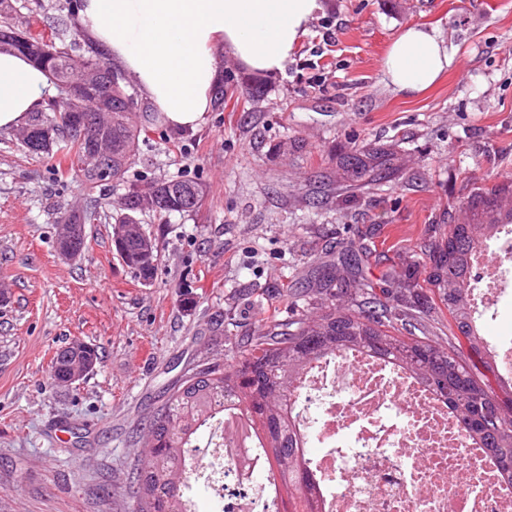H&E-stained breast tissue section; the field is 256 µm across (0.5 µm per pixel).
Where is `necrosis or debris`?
Returning <instances> with one entry per match:
<instances>
[{
	"mask_svg": "<svg viewBox=\"0 0 512 512\" xmlns=\"http://www.w3.org/2000/svg\"><path fill=\"white\" fill-rule=\"evenodd\" d=\"M295 423L313 458L322 512H512L508 484L448 406L397 366L349 352L312 366L297 389ZM225 407L208 426L204 455L187 453L191 476L215 497L236 487L226 512H278L275 482L257 480L262 435Z\"/></svg>",
	"mask_w": 512,
	"mask_h": 512,
	"instance_id": "1",
	"label": "necrosis or debris"
}]
</instances>
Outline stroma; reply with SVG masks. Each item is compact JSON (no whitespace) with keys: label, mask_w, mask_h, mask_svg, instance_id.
<instances>
[{"label":"stroma","mask_w":512,"mask_h":512,"mask_svg":"<svg viewBox=\"0 0 512 512\" xmlns=\"http://www.w3.org/2000/svg\"><path fill=\"white\" fill-rule=\"evenodd\" d=\"M67 20L88 48L77 0H26ZM282 72L255 75L216 48L220 80L196 129L166 125L138 95L140 185L205 186L192 212L146 214L157 273L138 280L112 224L62 259L59 217L86 208L78 178L0 130V512H130L150 419L197 367L230 363L246 337L320 311L324 264L370 249L373 288L423 280L432 232L462 222L473 187L512 174V0H323ZM426 24L455 50L446 76L407 95L382 70L400 30ZM393 153L397 174L355 191L344 153ZM389 279H382V272ZM100 360L70 386L49 383L72 338Z\"/></svg>","instance_id":"35a3bbf8"}]
</instances>
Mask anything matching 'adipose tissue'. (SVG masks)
Wrapping results in <instances>:
<instances>
[{"label": "adipose tissue", "mask_w": 512, "mask_h": 512, "mask_svg": "<svg viewBox=\"0 0 512 512\" xmlns=\"http://www.w3.org/2000/svg\"><path fill=\"white\" fill-rule=\"evenodd\" d=\"M321 9L320 0H80L78 18L169 126L193 128L213 105L217 47L247 70L282 71ZM455 54L438 28L413 24L392 41L382 69L397 90L419 93L452 66ZM52 92L42 69L0 52V129L23 125Z\"/></svg>", "instance_id": "adipose-tissue-1"}]
</instances>
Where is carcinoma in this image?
Returning a JSON list of instances; mask_svg holds the SVG:
<instances>
[{
  "label": "carcinoma",
  "mask_w": 512,
  "mask_h": 512,
  "mask_svg": "<svg viewBox=\"0 0 512 512\" xmlns=\"http://www.w3.org/2000/svg\"><path fill=\"white\" fill-rule=\"evenodd\" d=\"M41 19L30 14L20 25H0V49L28 56L47 69L57 94L26 123L38 152L58 158V164L80 177L88 194L124 181L135 161L139 129L134 121L138 102L122 85V78L97 58L79 54L76 40L57 20L58 42L45 40ZM90 67L102 72V83L112 84V97L103 100L98 88H79L78 74ZM80 96L89 115L99 118L98 128L112 166L106 168L91 154L74 130L70 113L59 100L71 90ZM383 152L356 149L341 162L343 181L349 187L382 174ZM204 194L200 182L173 178L133 187L109 203L115 214L113 240L125 265L145 282L153 280L157 251L149 234L124 232L136 223V213L192 212ZM466 219L448 225L441 242L429 247V271L414 288H433L448 311V344L417 335L426 314L412 301L392 303L377 294L355 272L347 275L352 301L333 302L316 316L275 324L268 332L251 337L232 361L210 364L203 378L185 379L150 420L151 446L137 469V491L131 512H182L186 486L185 449L202 423L233 403L246 412L261 431L271 455L270 470L280 480L288 498L301 512H321L320 492L312 482L308 452L292 421L296 383L315 362L341 352H366L409 372L448 404L466 435L476 441L512 480V390L498 395L488 376L499 375L497 362L488 354L473 325L472 261L478 249L499 227L512 224V179L491 188H474L466 201ZM99 360L89 347L77 356L52 360V380L61 382L70 370Z\"/></svg>",
  "instance_id": "carcinoma-1"
}]
</instances>
